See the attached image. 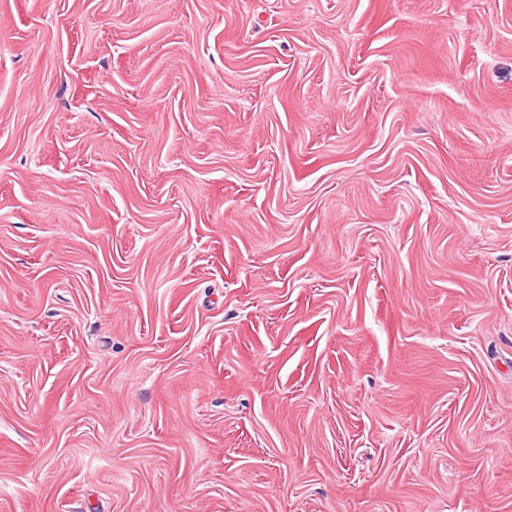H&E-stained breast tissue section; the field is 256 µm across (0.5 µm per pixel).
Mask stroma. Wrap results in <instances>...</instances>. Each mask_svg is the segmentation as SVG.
Here are the masks:
<instances>
[{"mask_svg": "<svg viewBox=\"0 0 512 512\" xmlns=\"http://www.w3.org/2000/svg\"><path fill=\"white\" fill-rule=\"evenodd\" d=\"M0 512H512V0H0Z\"/></svg>", "mask_w": 512, "mask_h": 512, "instance_id": "1", "label": "stroma"}]
</instances>
